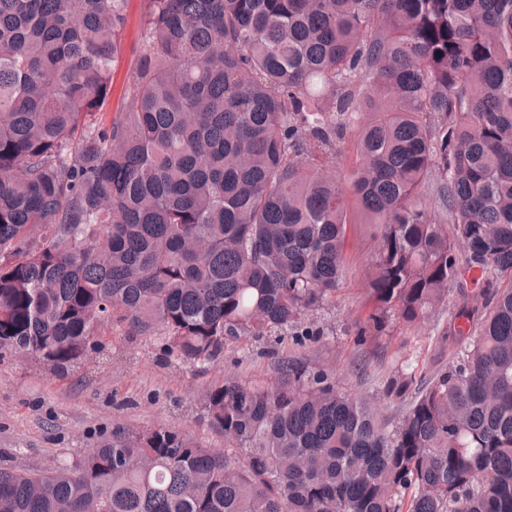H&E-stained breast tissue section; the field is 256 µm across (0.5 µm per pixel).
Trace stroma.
<instances>
[{"label":"stroma","instance_id":"1","mask_svg":"<svg viewBox=\"0 0 512 512\" xmlns=\"http://www.w3.org/2000/svg\"><path fill=\"white\" fill-rule=\"evenodd\" d=\"M349 269L335 300L310 316L318 331L305 346L242 339L225 344L224 355L207 371L174 364L157 336H109L114 358L102 366L61 373L34 358L0 353V467L44 471L73 464L83 449L111 440L119 429L166 427L203 448H220L224 435L205 413V395L225 372L247 383L266 384L280 358H303L315 369L334 371L345 391L371 397L376 383L398 363L411 359L433 373L448 361L438 341L462 305L460 294L437 309L425 324H395L379 346L359 344L355 321L367 305L364 269L370 244L352 233Z\"/></svg>","mask_w":512,"mask_h":512}]
</instances>
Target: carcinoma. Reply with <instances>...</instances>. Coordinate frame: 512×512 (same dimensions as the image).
<instances>
[{
  "mask_svg": "<svg viewBox=\"0 0 512 512\" xmlns=\"http://www.w3.org/2000/svg\"><path fill=\"white\" fill-rule=\"evenodd\" d=\"M127 2L0 0V349L64 371L124 327L205 369L333 302L353 224L361 342L473 291L428 378L229 372L231 447L118 430L0 468V512H512V0H144L106 120Z\"/></svg>",
  "mask_w": 512,
  "mask_h": 512,
  "instance_id": "cac0c4a2",
  "label": "carcinoma"
}]
</instances>
